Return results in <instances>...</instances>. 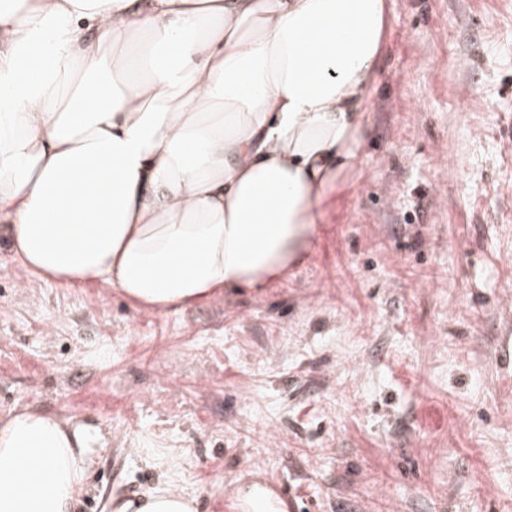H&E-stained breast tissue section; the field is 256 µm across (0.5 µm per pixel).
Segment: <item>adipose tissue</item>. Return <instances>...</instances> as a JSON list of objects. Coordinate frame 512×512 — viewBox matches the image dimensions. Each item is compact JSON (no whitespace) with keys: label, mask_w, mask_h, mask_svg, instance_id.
<instances>
[{"label":"adipose tissue","mask_w":512,"mask_h":512,"mask_svg":"<svg viewBox=\"0 0 512 512\" xmlns=\"http://www.w3.org/2000/svg\"><path fill=\"white\" fill-rule=\"evenodd\" d=\"M388 0H0V223L158 311L301 264L358 165ZM96 426L0 420V512H75ZM167 480L115 512H197Z\"/></svg>","instance_id":"obj_1"}]
</instances>
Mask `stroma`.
Segmentation results:
<instances>
[{"label": "stroma", "mask_w": 512, "mask_h": 512, "mask_svg": "<svg viewBox=\"0 0 512 512\" xmlns=\"http://www.w3.org/2000/svg\"><path fill=\"white\" fill-rule=\"evenodd\" d=\"M359 166L294 275L164 313L23 271L0 229V418L98 426L79 512H512V0H389ZM130 509H132L130 511ZM198 500L161 478L133 501H123L113 512H198ZM242 512H280L277 502L271 493L258 484L249 488L239 500Z\"/></svg>", "instance_id": "stroma-1"}]
</instances>
